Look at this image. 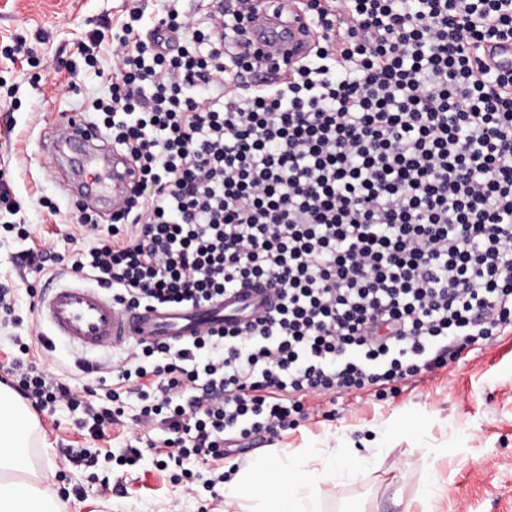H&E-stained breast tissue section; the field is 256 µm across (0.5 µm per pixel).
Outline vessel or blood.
Listing matches in <instances>:
<instances>
[{"label": "vessel or blood", "mask_w": 512, "mask_h": 512, "mask_svg": "<svg viewBox=\"0 0 512 512\" xmlns=\"http://www.w3.org/2000/svg\"><path fill=\"white\" fill-rule=\"evenodd\" d=\"M286 12L265 11L253 21L250 36L273 56L299 59L309 44V18L302 0H282ZM493 69H512V42L483 49ZM52 168L69 163L81 171V192L88 203L119 207L135 178L132 165L109 151L99 130L82 114L68 112L49 127L44 144ZM275 298L263 283L237 288L223 299L201 306L140 307L124 310L100 289L79 280L48 283L36 309L52 336L84 349L114 348L131 342L176 344L228 321H245L273 310Z\"/></svg>", "instance_id": "b4317fda"}]
</instances>
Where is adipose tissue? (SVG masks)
Here are the masks:
<instances>
[{
  "label": "adipose tissue",
  "mask_w": 512,
  "mask_h": 512,
  "mask_svg": "<svg viewBox=\"0 0 512 512\" xmlns=\"http://www.w3.org/2000/svg\"><path fill=\"white\" fill-rule=\"evenodd\" d=\"M45 441L37 417L11 389L0 387V512H59L50 462L34 464L32 450ZM369 470L365 458L327 449L320 468L270 452L257 453L224 488L234 512H320L321 485H338Z\"/></svg>",
  "instance_id": "adipose-tissue-1"
}]
</instances>
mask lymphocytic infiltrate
<instances>
[{
    "mask_svg": "<svg viewBox=\"0 0 512 512\" xmlns=\"http://www.w3.org/2000/svg\"><path fill=\"white\" fill-rule=\"evenodd\" d=\"M268 0L206 17L167 0L148 34L143 4L94 31L108 43L107 92L91 110L137 177L110 224L85 207L75 229L31 255L122 308L198 305L252 281L277 309L179 344L127 345L99 363L97 393L17 356L0 383L38 411H82L105 438L132 421L184 492L210 465L308 418L315 397L400 393L471 345L512 328V72L485 43L512 40V0H304L317 38L259 87L247 38ZM140 406L127 415L125 398ZM160 439H153V432Z\"/></svg>",
    "mask_w": 512,
    "mask_h": 512,
    "instance_id": "1",
    "label": "lymphocytic infiltrate"
}]
</instances>
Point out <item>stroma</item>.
Returning <instances> with one entry per match:
<instances>
[{"instance_id": "35a3bbf8", "label": "stroma", "mask_w": 512, "mask_h": 512, "mask_svg": "<svg viewBox=\"0 0 512 512\" xmlns=\"http://www.w3.org/2000/svg\"><path fill=\"white\" fill-rule=\"evenodd\" d=\"M132 5L133 0H0V43L25 39L29 54L13 62L0 56V168L13 179L33 237L29 243L0 241V283L15 288L22 319L18 326L0 325V363L12 352L14 337L35 327L50 332L47 325H35L29 310L27 288L37 278L24 257L30 244L46 248L56 235L70 231L77 201L70 167L59 168L52 178L44 175L48 159L40 141L60 112L80 111L102 93V79L78 67V49L90 31L102 29ZM70 61L76 71L67 70ZM66 83L75 84V91L64 92ZM9 121L15 124L10 131L5 128ZM43 197L56 203L57 215L40 206ZM54 344V351L41 352L42 362L62 365L75 379L108 355L60 338ZM330 408L333 419L314 415L274 443L254 442L240 453L241 463L260 450L289 455L338 445L368 457L370 471L361 480L322 486V512H401L393 504L398 495L419 512L416 498L431 476L436 479V512H512V331L469 347L446 370L412 379L396 397L342 395ZM77 419L64 406L40 418L55 490L82 491L81 498L66 503V512H198L211 494H222L218 486L195 498L184 496L176 469L159 471L148 453L135 465L120 464L123 448L141 443L131 424L96 440L77 429ZM427 446L437 449V457L424 455ZM67 448L86 449L98 460L96 470L69 465L63 455ZM106 480L112 485L108 494L102 491Z\"/></svg>"}]
</instances>
